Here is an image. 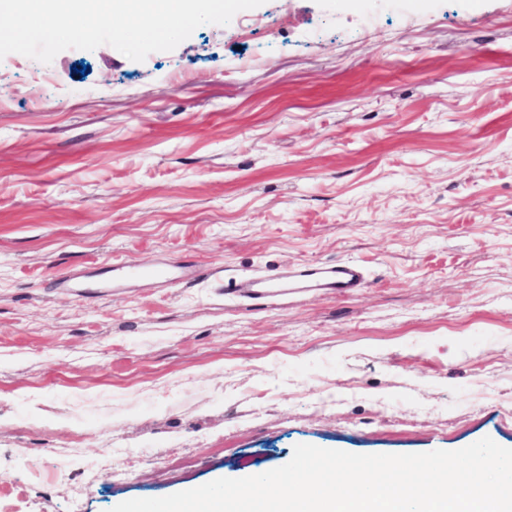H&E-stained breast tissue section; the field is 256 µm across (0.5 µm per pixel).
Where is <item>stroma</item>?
Listing matches in <instances>:
<instances>
[{"label": "stroma", "mask_w": 512, "mask_h": 512, "mask_svg": "<svg viewBox=\"0 0 512 512\" xmlns=\"http://www.w3.org/2000/svg\"><path fill=\"white\" fill-rule=\"evenodd\" d=\"M172 280L112 285V264ZM355 260L348 296L225 277ZM512 448V0H266L0 58V512Z\"/></svg>", "instance_id": "stroma-1"}]
</instances>
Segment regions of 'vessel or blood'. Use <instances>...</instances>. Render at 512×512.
I'll return each instance as SVG.
<instances>
[{"label":"vessel or blood","mask_w":512,"mask_h":512,"mask_svg":"<svg viewBox=\"0 0 512 512\" xmlns=\"http://www.w3.org/2000/svg\"><path fill=\"white\" fill-rule=\"evenodd\" d=\"M366 272L355 262L324 264L281 272L272 276H246L233 280L230 290L242 297L261 303L274 296L306 294L325 290L339 295L354 293L365 282Z\"/></svg>","instance_id":"obj_1"}]
</instances>
